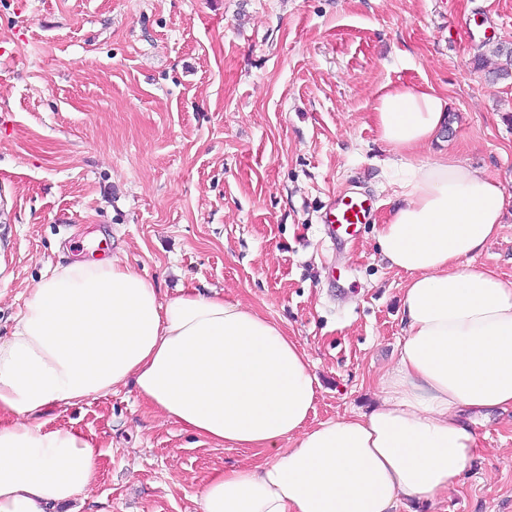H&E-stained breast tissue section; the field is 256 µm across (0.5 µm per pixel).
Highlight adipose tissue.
I'll use <instances>...</instances> for the list:
<instances>
[{
	"instance_id": "1",
	"label": "adipose tissue",
	"mask_w": 512,
	"mask_h": 512,
	"mask_svg": "<svg viewBox=\"0 0 512 512\" xmlns=\"http://www.w3.org/2000/svg\"><path fill=\"white\" fill-rule=\"evenodd\" d=\"M374 117L402 173L377 244L409 276L404 341L377 403L310 425L311 360L278 323L219 292L162 299L116 257L60 264L0 339V512H58L92 485L94 442L40 418L130 379L205 442L267 452L209 475L199 512H399L455 488L474 425L512 409V285L471 264L501 232L506 196L455 157L414 158L448 117L432 86L383 87Z\"/></svg>"
}]
</instances>
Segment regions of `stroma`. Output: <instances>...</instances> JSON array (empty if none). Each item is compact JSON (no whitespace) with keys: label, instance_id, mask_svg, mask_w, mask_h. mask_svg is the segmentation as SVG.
<instances>
[{"label":"stroma","instance_id":"35a3bbf8","mask_svg":"<svg viewBox=\"0 0 512 512\" xmlns=\"http://www.w3.org/2000/svg\"><path fill=\"white\" fill-rule=\"evenodd\" d=\"M512 0H0V338L49 268L97 239L161 297L220 291L281 325L317 378L311 423L367 409L404 336L408 274L376 235L398 200L373 105L433 86L457 157L512 198ZM355 191L369 223L341 249L324 215ZM475 266L512 282V201ZM97 445L68 512H197L202 481L263 462L166 421L126 385L46 415ZM458 485L413 512H512V410L475 427ZM489 53L500 62L488 74L497 80L512 78V47L497 45L489 49Z\"/></svg>","mask_w":512,"mask_h":512}]
</instances>
